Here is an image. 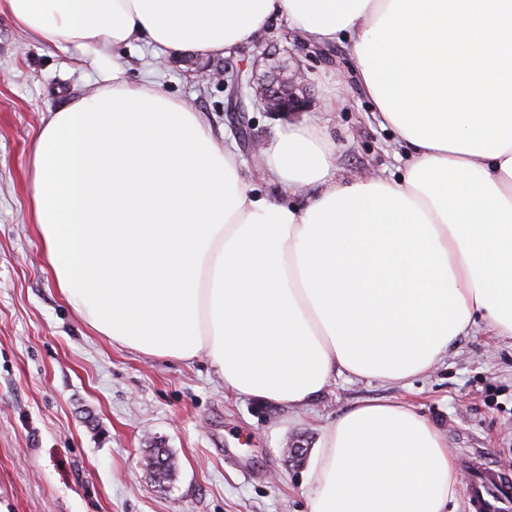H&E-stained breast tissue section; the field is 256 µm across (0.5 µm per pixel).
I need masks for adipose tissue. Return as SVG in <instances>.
Returning a JSON list of instances; mask_svg holds the SVG:
<instances>
[{
	"instance_id": "adipose-tissue-1",
	"label": "adipose tissue",
	"mask_w": 512,
	"mask_h": 512,
	"mask_svg": "<svg viewBox=\"0 0 512 512\" xmlns=\"http://www.w3.org/2000/svg\"><path fill=\"white\" fill-rule=\"evenodd\" d=\"M40 42L154 43L222 54L286 20L345 39L363 92L407 163L399 178L336 174L299 123L268 179L317 186L279 204L243 183L198 115L120 66L49 112L30 203L50 273L95 332L158 358L206 355L230 391L304 407L333 375L425 373L476 321L512 338V0H0ZM462 477L414 407L365 401L325 429L308 512H448Z\"/></svg>"
}]
</instances>
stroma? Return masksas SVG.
Instances as JSON below:
<instances>
[{
    "instance_id": "35a3bbf8",
    "label": "stroma",
    "mask_w": 512,
    "mask_h": 512,
    "mask_svg": "<svg viewBox=\"0 0 512 512\" xmlns=\"http://www.w3.org/2000/svg\"><path fill=\"white\" fill-rule=\"evenodd\" d=\"M105 55L129 82L160 86L199 112L235 154L246 184L274 202L316 193L266 180L265 149L292 122H308L333 142L338 175L396 178L404 169L345 40L310 45L280 20L223 56L160 55L149 46ZM256 55L259 83L303 68L307 111H230L229 93L206 77ZM101 85L75 50L46 46L0 16V512H306L309 463L289 460L286 448L314 451L332 420L366 400L409 403L442 431L454 459L478 450L512 472V341L485 327L406 384L340 375L295 408L227 392L206 358L147 357L84 323L46 270L30 222L29 160L42 118ZM240 123L263 151L241 146ZM152 448L173 456L171 481L147 470Z\"/></svg>"
}]
</instances>
